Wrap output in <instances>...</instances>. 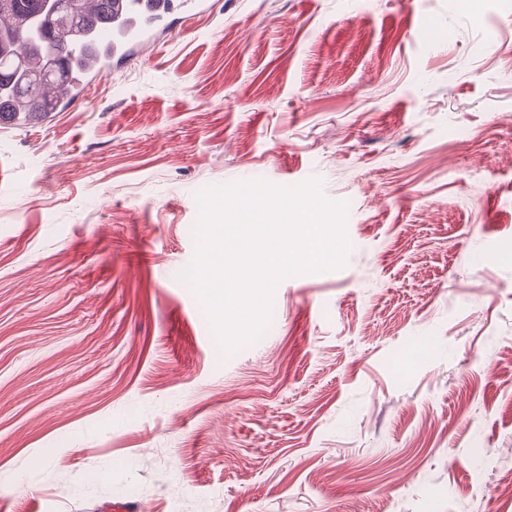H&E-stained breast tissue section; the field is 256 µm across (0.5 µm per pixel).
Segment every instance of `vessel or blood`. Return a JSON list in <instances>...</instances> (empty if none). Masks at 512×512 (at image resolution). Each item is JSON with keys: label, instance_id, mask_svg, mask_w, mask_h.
I'll use <instances>...</instances> for the list:
<instances>
[{"label": "vessel or blood", "instance_id": "vessel-or-blood-1", "mask_svg": "<svg viewBox=\"0 0 512 512\" xmlns=\"http://www.w3.org/2000/svg\"><path fill=\"white\" fill-rule=\"evenodd\" d=\"M206 8L207 0H114L112 22L95 36V48L85 60L75 100L85 99L93 82L115 73L133 52L152 46L156 33L169 28L177 16L194 15Z\"/></svg>", "mask_w": 512, "mask_h": 512}]
</instances>
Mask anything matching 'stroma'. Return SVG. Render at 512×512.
I'll list each match as a JSON object with an SVG mask.
<instances>
[{
  "instance_id": "35a3bbf8",
  "label": "stroma",
  "mask_w": 512,
  "mask_h": 512,
  "mask_svg": "<svg viewBox=\"0 0 512 512\" xmlns=\"http://www.w3.org/2000/svg\"><path fill=\"white\" fill-rule=\"evenodd\" d=\"M0 125V512H495L512 479V0H209ZM321 181L351 251L225 356L196 192Z\"/></svg>"
}]
</instances>
